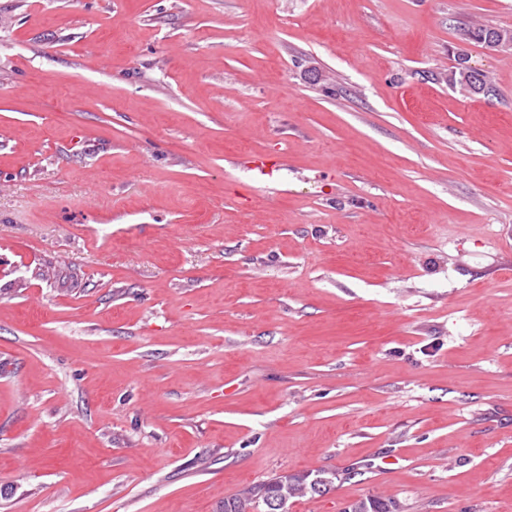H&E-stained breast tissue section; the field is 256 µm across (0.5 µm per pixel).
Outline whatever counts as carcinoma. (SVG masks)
I'll return each mask as SVG.
<instances>
[{"mask_svg":"<svg viewBox=\"0 0 512 512\" xmlns=\"http://www.w3.org/2000/svg\"><path fill=\"white\" fill-rule=\"evenodd\" d=\"M490 27L481 25L464 27L460 29L461 39L480 43L490 48L512 47V42L490 44L487 42V33ZM466 58H459L456 66L454 81L462 88L474 90L486 88L489 94H495V88L488 80L487 75L478 72L466 73L462 63ZM336 472L328 469H315L297 472H283L268 480L252 485L232 496L224 498V502L217 507V512H280L277 505L288 506L307 495H324L329 493L335 485ZM343 512H399L396 502L378 496L361 498L346 506Z\"/></svg>","mask_w":512,"mask_h":512,"instance_id":"cac0c4a2","label":"carcinoma"}]
</instances>
